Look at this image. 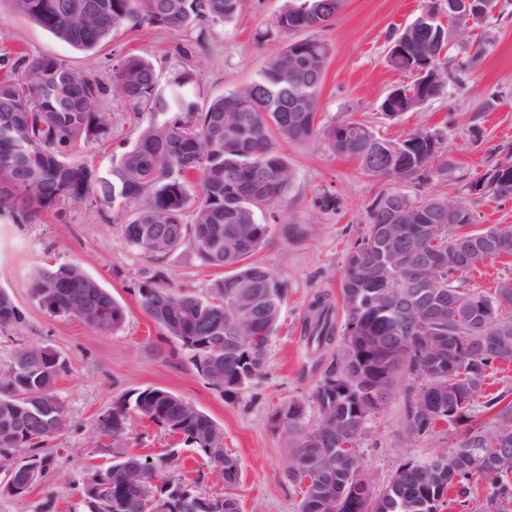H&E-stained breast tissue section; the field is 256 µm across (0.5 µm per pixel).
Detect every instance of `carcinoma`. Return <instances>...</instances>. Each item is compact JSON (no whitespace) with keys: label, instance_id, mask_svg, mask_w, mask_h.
<instances>
[{"label":"carcinoma","instance_id":"carcinoma-1","mask_svg":"<svg viewBox=\"0 0 512 512\" xmlns=\"http://www.w3.org/2000/svg\"><path fill=\"white\" fill-rule=\"evenodd\" d=\"M11 3L56 39L93 55L118 33L144 26L196 27L203 37L211 25L232 20L241 0ZM340 7L341 0H284L273 28L286 36L321 30ZM463 25L460 17L441 23L427 5L397 36L405 42L404 52L388 60L409 73L443 69L450 64L448 29ZM330 53L329 44L316 36L291 40L249 84L205 99L192 68L163 77L149 60L125 57L108 75L113 92L131 104L134 116L146 114L149 122L104 174L72 157L80 144L111 136L101 79L50 56H22L0 78V171L12 180V187L0 188V216L29 223L65 199L90 198L119 215L132 204L134 217L122 222L129 245L163 257L187 240L205 265L230 269L204 296L152 278L138 293L163 335L191 353L195 369L232 401L262 374L287 297L282 281L252 259L268 234L257 212L284 201L294 181L280 143L324 140L362 173L385 182L424 172L440 157V134L431 130L390 141L359 120L323 124L321 90ZM58 86L61 96L55 94ZM445 90L444 83L425 88L417 76L386 96L381 114L393 120L418 108L413 91L427 102ZM465 187L471 195L512 199V154L505 153ZM457 207L458 200L447 196L412 199L398 190L381 192L364 233L348 252L340 282L343 324H337L330 293H317L309 302L300 339L318 359L333 356L306 399L279 407L288 418L289 478L301 486L298 512H333L340 486L364 467L357 448L369 421L388 407L403 374L421 380L406 415L408 435H423L441 421L464 426V435L451 448L403 464L384 488L346 502L344 512H446L468 502L470 483L477 478L491 487L483 512H509L512 464L497 462L492 444L505 445L512 455V398L505 391L486 393V379L512 365V353L499 351L504 334H512V279L499 280L488 295L465 288V278L488 260L512 257V227L459 221ZM385 224L401 231L400 246L412 260L442 259L431 283L436 307L424 310L420 324L406 334L404 353L389 344L399 329L396 311L403 300L414 307L420 303L403 286L402 274L380 266L369 248ZM486 238L495 242L491 255H474L470 266H459L457 257ZM31 291L54 314L69 316L72 305L80 304L82 313L75 318L100 333L114 334L123 326V308L76 264L38 272ZM483 309L497 313L496 326L483 330L477 317L455 319L460 311L476 315ZM19 320L17 307L0 292V331ZM63 371L53 351L36 356L21 347L0 373V449H22L26 460L38 461L45 471L49 466L38 445L66 420L55 390ZM479 402L489 418L476 412ZM310 408L318 412L313 422ZM132 416L181 435L184 445L203 456L204 442L224 440L215 421L160 388L138 391L113 406L112 414L100 418L101 431L116 440ZM344 442L355 451L336 454ZM215 453L224 485H234L238 458L222 448ZM177 467L172 455L152 461L119 452L97 468L102 480L95 492L84 487L81 498L88 512H152L148 504L157 495L170 505L168 512H240L234 497L204 496L197 483L175 472Z\"/></svg>","mask_w":512,"mask_h":512}]
</instances>
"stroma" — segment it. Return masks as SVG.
Returning a JSON list of instances; mask_svg holds the SVG:
<instances>
[{
	"label": "stroma",
	"mask_w": 512,
	"mask_h": 512,
	"mask_svg": "<svg viewBox=\"0 0 512 512\" xmlns=\"http://www.w3.org/2000/svg\"><path fill=\"white\" fill-rule=\"evenodd\" d=\"M427 2L343 0L332 25L317 33L332 48L322 88L324 123L361 118L389 140L419 129L441 135V155L455 168L444 173L433 167L423 176L393 182V189L413 198L455 189L458 175L482 174L512 148V0H499V22L479 29L485 56L476 69L465 66L471 55L468 42H453L443 98L395 120L381 115L379 106L387 94L412 81L411 75L390 68V44ZM281 4L243 0L238 15L212 26L204 48L190 55L184 49L194 43L196 32L146 27L115 36L91 63L105 73L133 54L150 60L163 75L188 66L199 73L201 96L219 95L250 83L265 60L284 47L286 37L269 31ZM24 55H48L78 70L90 63L83 53L17 14L9 0H0V76L5 62ZM104 108L110 138L77 150L100 173L135 143L142 128L132 107L112 90L104 92ZM285 152L294 182L285 201L259 217L269 232L257 257L286 282L287 302L262 375L232 403L195 370L188 352L162 335L138 294L140 283L156 274L171 286L202 294L223 277V270L204 266L187 243L170 255L148 257L130 246L120 224L109 222L103 208L88 199L64 200L29 224L0 219V291L20 313L18 324L0 332V371L22 344L50 348L66 364L56 384L66 407L65 425L43 447L53 464L24 501L0 495V512H76L92 467L112 456L102 445L101 416L126 393L147 387L186 398L223 428L225 448L241 463L239 481L224 486L200 454L153 423L130 421L121 437L123 449L151 458L162 453L182 458L188 477L198 479L199 491L235 497L240 512H296L301 494L288 478L287 444L272 432L268 418L288 400L306 398L320 378L323 369L300 338L302 318L314 294L339 296L348 252L385 185L321 141L289 144ZM326 192L335 195V208H316L315 198ZM72 263L123 307L125 321L117 333L103 334L52 314L34 299L30 284L37 271ZM415 387L414 380L402 379L388 408L369 422L360 442L363 462L377 486H385L402 464L425 459L461 437V429L443 423L417 439L405 436L403 421Z\"/></svg>",
	"instance_id": "35a3bbf8"
}]
</instances>
